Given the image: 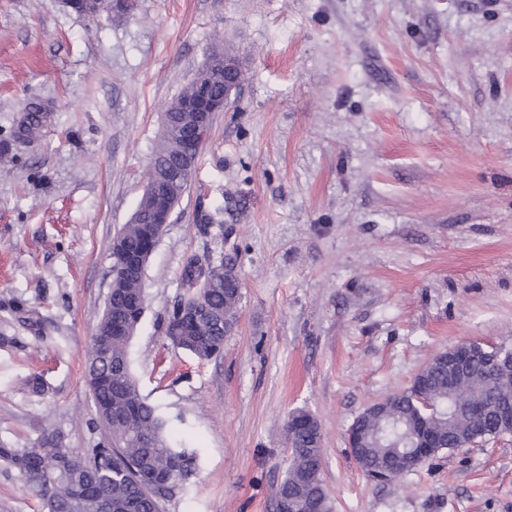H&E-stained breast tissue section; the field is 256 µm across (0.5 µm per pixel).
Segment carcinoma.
<instances>
[{
	"mask_svg": "<svg viewBox=\"0 0 512 512\" xmlns=\"http://www.w3.org/2000/svg\"><path fill=\"white\" fill-rule=\"evenodd\" d=\"M44 115L26 113L18 134L33 138ZM183 164L182 149L174 138H164L151 159V172ZM159 196L143 206L142 224H126L120 232L122 249L138 253L155 234L149 213L169 204ZM187 292L177 301L194 317L169 319V345L201 360L218 357L237 319L241 285L230 264H208L202 294L188 275ZM146 305L143 277L117 280L87 348L85 380L106 440L82 458L63 448L59 432L43 430L32 448L0 444V461L16 472L40 512H160L161 502L183 486L197 469L196 452L176 446L168 434L169 420L140 393L131 369L130 341ZM507 367L487 366L476 354L468 367L448 371V357L437 354L414 378L410 387L367 408L352 423L357 461L371 480L393 482L446 452L473 440H491L512 433L501 422L499 404L512 401V361ZM418 392L432 399L428 412L414 398ZM290 457L276 501L287 499L296 512H329L321 478L323 448L320 426L308 411L292 412L286 424ZM433 448L417 454L422 434Z\"/></svg>",
	"mask_w": 512,
	"mask_h": 512,
	"instance_id": "carcinoma-1",
	"label": "carcinoma"
}]
</instances>
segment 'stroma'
Segmentation results:
<instances>
[{"instance_id": "obj_1", "label": "stroma", "mask_w": 512, "mask_h": 512, "mask_svg": "<svg viewBox=\"0 0 512 512\" xmlns=\"http://www.w3.org/2000/svg\"><path fill=\"white\" fill-rule=\"evenodd\" d=\"M240 83L144 272L141 393L197 450L162 512H275L317 418L331 512H512V434L366 479L360 413L467 340L512 344V0H0V442L102 440L85 351L162 115L209 49ZM47 109L37 140L13 131ZM242 288L224 354L171 348L188 258ZM39 375L45 391L26 380Z\"/></svg>"}]
</instances>
